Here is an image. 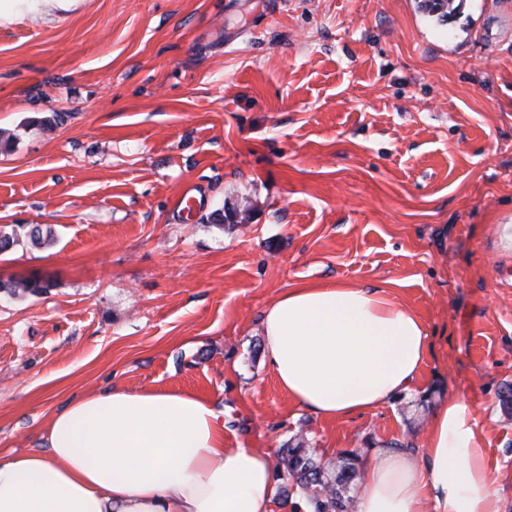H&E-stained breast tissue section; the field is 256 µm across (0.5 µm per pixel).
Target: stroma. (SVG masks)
Masks as SVG:
<instances>
[{
  "instance_id": "stroma-1",
  "label": "stroma",
  "mask_w": 512,
  "mask_h": 512,
  "mask_svg": "<svg viewBox=\"0 0 512 512\" xmlns=\"http://www.w3.org/2000/svg\"><path fill=\"white\" fill-rule=\"evenodd\" d=\"M63 113L53 130L43 119ZM0 455L115 386L188 390L229 446L421 455L473 407L512 512V0H62L0 20ZM191 193L192 212L179 199ZM242 223L217 225L215 211ZM347 282L424 321L414 393L325 421L269 369L281 293Z\"/></svg>"
}]
</instances>
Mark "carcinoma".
I'll return each instance as SVG.
<instances>
[{
	"mask_svg": "<svg viewBox=\"0 0 512 512\" xmlns=\"http://www.w3.org/2000/svg\"><path fill=\"white\" fill-rule=\"evenodd\" d=\"M421 8L444 23L448 21V0H422ZM48 285L41 283L37 276L11 283L0 284V290L12 295L22 293L39 294ZM346 463L333 467L331 463L314 455L306 446L305 439L281 445L276 454L274 472L279 480V500L291 505L297 512L304 504L306 512H349L354 499L352 492L361 481L358 455L349 451L344 454Z\"/></svg>",
	"mask_w": 512,
	"mask_h": 512,
	"instance_id": "obj_1",
	"label": "carcinoma"
}]
</instances>
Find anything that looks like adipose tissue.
I'll return each mask as SVG.
<instances>
[{
    "label": "adipose tissue",
    "instance_id": "adipose-tissue-1",
    "mask_svg": "<svg viewBox=\"0 0 512 512\" xmlns=\"http://www.w3.org/2000/svg\"><path fill=\"white\" fill-rule=\"evenodd\" d=\"M264 355L290 400L324 420L412 392L424 322L379 290L325 283L283 292L263 315ZM47 451L0 457V512H272L270 453L229 447L220 413L183 390L113 388L52 418ZM358 512H499L476 419L451 399L426 451L379 448Z\"/></svg>",
    "mask_w": 512,
    "mask_h": 512
}]
</instances>
